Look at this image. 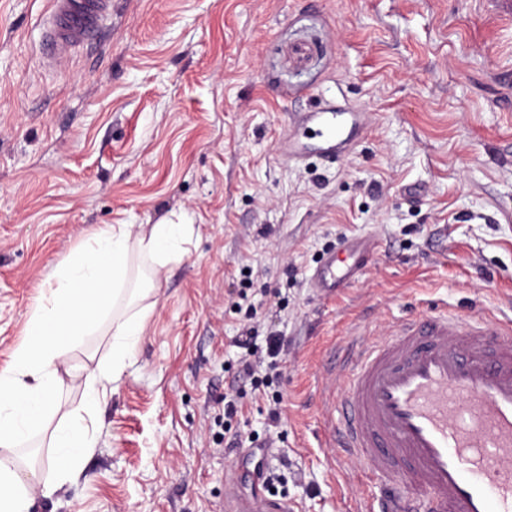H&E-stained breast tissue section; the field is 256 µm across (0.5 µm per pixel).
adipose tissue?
Returning <instances> with one entry per match:
<instances>
[{"label":"adipose tissue","instance_id":"1","mask_svg":"<svg viewBox=\"0 0 512 512\" xmlns=\"http://www.w3.org/2000/svg\"><path fill=\"white\" fill-rule=\"evenodd\" d=\"M191 232L188 224L160 223L135 236L128 225L109 224L56 268L32 306L26 341L0 367V447H15L57 419L50 461L56 481L44 484L35 476L25 481L0 463V512H31L35 494L51 496L57 486L77 479L82 458L96 445L94 409L107 384L118 379L154 310L148 301L152 286L180 259L178 244ZM137 254L150 258L151 278L148 287L132 294L128 285ZM97 331L110 338L112 367L87 375L81 406L61 413L59 373L67 369L74 345Z\"/></svg>","mask_w":512,"mask_h":512}]
</instances>
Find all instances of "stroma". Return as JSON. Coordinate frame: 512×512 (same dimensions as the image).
Wrapping results in <instances>:
<instances>
[{
    "mask_svg": "<svg viewBox=\"0 0 512 512\" xmlns=\"http://www.w3.org/2000/svg\"><path fill=\"white\" fill-rule=\"evenodd\" d=\"M47 0H0V366L48 276L108 224H190L153 314L96 409L76 482L32 512H225L251 496L225 429L266 434L239 378L251 270L259 336L285 351L269 467L291 512H355L380 480L325 445L332 350L446 308L512 318V11L497 0H117L105 46L48 73ZM365 107L348 155L289 162V115ZM343 239L377 250L322 298ZM237 412L220 423L225 400ZM368 240H344L339 250L345 255L341 265L336 264V248L325 253L310 280L311 288L330 298L344 292L368 265L374 253Z\"/></svg>",
    "mask_w": 512,
    "mask_h": 512,
    "instance_id": "stroma-1",
    "label": "stroma"
}]
</instances>
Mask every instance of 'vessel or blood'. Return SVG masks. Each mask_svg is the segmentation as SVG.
Returning a JSON list of instances; mask_svg holds the SVG:
<instances>
[{
	"label": "vessel or blood",
	"instance_id": "obj_1",
	"mask_svg": "<svg viewBox=\"0 0 512 512\" xmlns=\"http://www.w3.org/2000/svg\"><path fill=\"white\" fill-rule=\"evenodd\" d=\"M115 0H48L39 22L44 69H65L97 45ZM311 134L285 136L282 154L339 158L371 122L354 105L325 101L295 117ZM374 245L345 240L325 253L310 285L330 298L368 265ZM340 414L330 446L364 461L385 484L365 512H512V320L433 311L385 338H354L337 369Z\"/></svg>",
	"mask_w": 512,
	"mask_h": 512
}]
</instances>
